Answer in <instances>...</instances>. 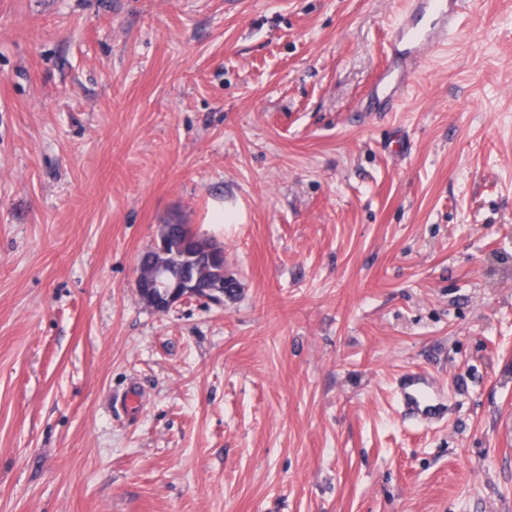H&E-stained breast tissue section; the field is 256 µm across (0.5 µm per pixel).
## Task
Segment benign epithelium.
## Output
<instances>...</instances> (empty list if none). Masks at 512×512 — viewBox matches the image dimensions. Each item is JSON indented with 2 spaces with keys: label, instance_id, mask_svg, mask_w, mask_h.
Instances as JSON below:
<instances>
[{
  "label": "benign epithelium",
  "instance_id": "1",
  "mask_svg": "<svg viewBox=\"0 0 512 512\" xmlns=\"http://www.w3.org/2000/svg\"><path fill=\"white\" fill-rule=\"evenodd\" d=\"M167 250L166 233L160 227L149 247L152 254L151 265L146 269L137 267L135 278V288L139 297L159 312H167L176 304L198 295L201 291L200 278L215 272L224 273L222 269L214 270L219 258V249L212 244L203 241L196 247V272L182 275L173 274L161 261V257L167 255Z\"/></svg>",
  "mask_w": 512,
  "mask_h": 512
}]
</instances>
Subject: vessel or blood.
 Masks as SVG:
<instances>
[{"mask_svg": "<svg viewBox=\"0 0 512 512\" xmlns=\"http://www.w3.org/2000/svg\"><path fill=\"white\" fill-rule=\"evenodd\" d=\"M477 7L478 0H409L388 37L390 62L375 78V88L382 92L386 105H393L394 89L408 83L444 46L449 34L461 27L464 14ZM397 394L406 421L428 424L443 419L446 413L425 376L404 375Z\"/></svg>", "mask_w": 512, "mask_h": 512, "instance_id": "vessel-or-blood-1", "label": "vessel or blood"}]
</instances>
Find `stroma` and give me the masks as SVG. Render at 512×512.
<instances>
[{"instance_id": "obj_1", "label": "stroma", "mask_w": 512, "mask_h": 512, "mask_svg": "<svg viewBox=\"0 0 512 512\" xmlns=\"http://www.w3.org/2000/svg\"><path fill=\"white\" fill-rule=\"evenodd\" d=\"M405 2L0 0V512H512V0L362 111ZM165 225L158 228L156 238L148 248L152 254L151 265L146 269L137 265L135 288L139 297L146 304L156 311L168 312L176 304L198 295L201 291L199 279L213 273L222 274L223 281L218 280L215 287L209 288L208 293L201 292V294H205L203 297L221 300V296L216 295V293L221 294L219 289L224 288L225 294H232L235 292V288H239L236 279L224 276V264L221 270L212 269L220 265V263H216L217 258H220L219 249L211 242L208 244L202 239H198L201 244L196 247L194 254L197 265L196 274L194 275L192 270L191 273L174 275L160 258L169 252V257L174 263H183L185 243L201 236L189 224L187 226L172 224L173 227L167 236V241L166 233L163 231ZM397 394L405 421L428 424L445 416L446 408L438 401L432 382L425 376L404 375L398 383Z\"/></svg>"}]
</instances>
